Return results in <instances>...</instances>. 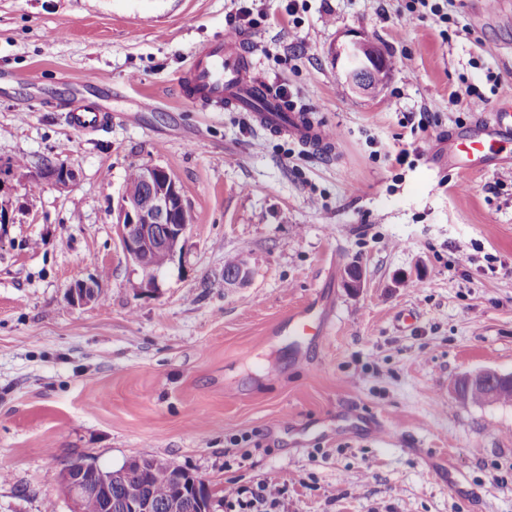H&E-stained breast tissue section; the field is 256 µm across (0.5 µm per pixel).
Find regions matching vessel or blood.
<instances>
[{
  "mask_svg": "<svg viewBox=\"0 0 512 512\" xmlns=\"http://www.w3.org/2000/svg\"><path fill=\"white\" fill-rule=\"evenodd\" d=\"M189 84L195 101L229 105L255 112L271 133L288 134L303 146L330 155L335 137L325 127H312L296 106L285 105L262 80L251 77L246 36L235 34L213 44L204 55L192 57ZM481 138L454 139L448 144V163L461 170H486L496 154L497 137L512 133V107L490 109ZM329 319L313 306L289 313L279 332L299 346L329 335Z\"/></svg>",
  "mask_w": 512,
  "mask_h": 512,
  "instance_id": "b4317fda",
  "label": "vessel or blood"
}]
</instances>
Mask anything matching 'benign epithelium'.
Returning a JSON list of instances; mask_svg holds the SVG:
<instances>
[{"label": "benign epithelium", "instance_id": "obj_1", "mask_svg": "<svg viewBox=\"0 0 512 512\" xmlns=\"http://www.w3.org/2000/svg\"><path fill=\"white\" fill-rule=\"evenodd\" d=\"M335 61L341 63L347 83L357 92L369 93L378 90L386 81L383 70L384 55L372 42L354 40L336 48ZM141 182L152 192L154 203L151 211L140 209L135 189L123 191L116 208L120 240L126 253L138 265L157 245H163L170 256H176L182 248L187 226L178 222L181 212L186 210V201L180 185L166 169L158 166L141 168ZM39 178L63 189L75 178L74 171L58 163L42 168ZM97 298L96 289L79 284L69 289V300L75 305H85ZM118 474L112 469L100 468L78 461L66 471L68 496L74 509L84 499H100L107 512L112 509V481Z\"/></svg>", "mask_w": 512, "mask_h": 512}]
</instances>
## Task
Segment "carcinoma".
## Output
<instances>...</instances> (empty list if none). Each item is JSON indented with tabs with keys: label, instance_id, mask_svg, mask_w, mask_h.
Returning a JSON list of instances; mask_svg holds the SVG:
<instances>
[{
	"label": "carcinoma",
	"instance_id": "cac0c4a2",
	"mask_svg": "<svg viewBox=\"0 0 512 512\" xmlns=\"http://www.w3.org/2000/svg\"><path fill=\"white\" fill-rule=\"evenodd\" d=\"M170 263V255L165 249L157 248L151 252L150 269L161 273ZM494 390L497 391L495 401L512 403V380L502 382L495 379L481 386L464 387L462 396L473 403L481 404L488 401V393ZM179 481L185 490L180 512H200L204 494L203 490L196 489L199 477L156 457L131 459L125 477L112 484V501L117 503L123 499L148 495L153 500L154 512H171V502L176 499L175 488Z\"/></svg>",
	"mask_w": 512,
	"mask_h": 512
}]
</instances>
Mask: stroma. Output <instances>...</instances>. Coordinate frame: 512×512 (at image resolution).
<instances>
[{"label": "stroma", "instance_id": "1", "mask_svg": "<svg viewBox=\"0 0 512 512\" xmlns=\"http://www.w3.org/2000/svg\"><path fill=\"white\" fill-rule=\"evenodd\" d=\"M404 4L251 0L253 69L335 130L326 157L189 100L181 75L240 0H0V512H71L67 464L135 456L205 480L214 512L270 477L288 512H512V404L453 392L512 374V163L447 158L480 126L469 91L512 102V0H448L444 37ZM361 39L389 60L373 93L331 55ZM83 107L107 123L74 128ZM19 159L27 176L7 174ZM46 160L69 188L33 181ZM143 166L195 216L153 291L112 216ZM228 254L246 285H225ZM79 283L98 300L71 304ZM311 300L335 328L300 358L274 330Z\"/></svg>", "mask_w": 512, "mask_h": 512}]
</instances>
